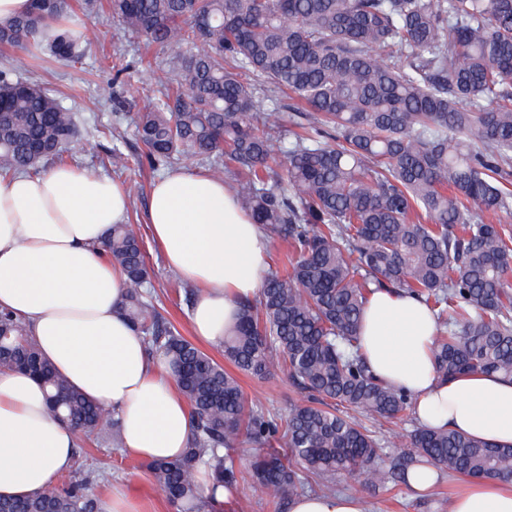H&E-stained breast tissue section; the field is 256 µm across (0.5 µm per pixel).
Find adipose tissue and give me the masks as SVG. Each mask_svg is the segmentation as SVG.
<instances>
[{
	"label": "adipose tissue",
	"mask_w": 512,
	"mask_h": 512,
	"mask_svg": "<svg viewBox=\"0 0 512 512\" xmlns=\"http://www.w3.org/2000/svg\"><path fill=\"white\" fill-rule=\"evenodd\" d=\"M125 189L76 167L0 178V311L26 326L43 355L78 391L112 409L122 450L145 462L180 457L192 433L189 406L166 359L149 354L119 302L125 276L104 254L124 223ZM149 224L166 267L200 286L190 312L200 342L220 345L243 300L256 298L269 241L223 181L189 168L151 189ZM436 322L417 297L381 290L366 304L362 351L375 377L407 393L420 425L512 445V377H439ZM77 434L52 417L31 375L0 368V499L52 489L73 464ZM289 512H364L359 497L307 494ZM448 512H512V484L471 478Z\"/></svg>",
	"instance_id": "adipose-tissue-1"
}]
</instances>
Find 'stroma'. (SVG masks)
<instances>
[{
  "label": "stroma",
  "instance_id": "1",
  "mask_svg": "<svg viewBox=\"0 0 512 512\" xmlns=\"http://www.w3.org/2000/svg\"><path fill=\"white\" fill-rule=\"evenodd\" d=\"M140 43L135 34L105 19L99 23L98 36L88 45L82 63L59 60L47 53L35 59L18 49L0 46V69L8 67L14 73L46 84L75 113L77 136L66 148L71 166L112 175V168L102 163L112 146L105 130L112 126L121 128L124 138L120 149L129 159V169L118 176V181L128 193L127 221L141 236L152 269L148 286L152 302L162 320L188 338L192 335L188 312L198 289L182 282L176 272L164 265L147 224L150 191L159 174L146 161V147L135 134L134 120L137 112L147 106L152 91L159 88L164 73L158 68L139 65ZM116 53L122 54L130 64L119 75L112 69V56ZM107 85L111 86L113 97L105 101L100 98L99 90ZM239 381L249 401L281 417L287 416L299 399L297 389L281 371L263 378L243 375ZM87 456L95 461L93 490L97 495H105L112 484L121 483L140 502L143 512H176L155 486L146 462L125 455L103 439L95 443L77 442L76 459ZM454 483V477L441 475L425 494L416 497L405 482L388 479L359 489L358 495L368 512H448Z\"/></svg>",
  "mask_w": 512,
  "mask_h": 512
}]
</instances>
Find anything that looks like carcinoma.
Listing matches in <instances>:
<instances>
[{
    "instance_id": "cac0c4a2",
    "label": "carcinoma",
    "mask_w": 512,
    "mask_h": 512,
    "mask_svg": "<svg viewBox=\"0 0 512 512\" xmlns=\"http://www.w3.org/2000/svg\"><path fill=\"white\" fill-rule=\"evenodd\" d=\"M112 21L167 53L168 78L136 129L156 171L179 158L206 164L265 229L291 240L290 269L264 279L257 302L220 346L238 372L288 373L303 394L288 417L248 401L239 379L160 322L150 272L129 224H116L106 257L128 276L125 316L151 353L176 366L194 422L185 454L148 464L177 512H209L196 472L235 483L230 451L259 447L252 486L290 500L338 492L336 475L386 478L372 423L412 406L378 381L362 354L364 306L382 289L421 299L438 327L437 372L512 376V233L472 207L512 208L504 166L512 152V0H107ZM71 0H34L0 27V44L34 55L40 32ZM96 25L56 29L47 49L80 61ZM410 59L408 66L400 65ZM274 94L259 110L255 95ZM292 100L288 104L282 98ZM336 129V142L321 140ZM73 113L47 85L0 71V175L64 163ZM291 135L284 172L271 138ZM0 367L24 368L49 388L50 411L121 446L112 412L86 400L46 361L12 314L0 312ZM427 462L450 474L512 483V446L418 426L389 473ZM84 464L66 486L0 499V512H100Z\"/></svg>"
}]
</instances>
